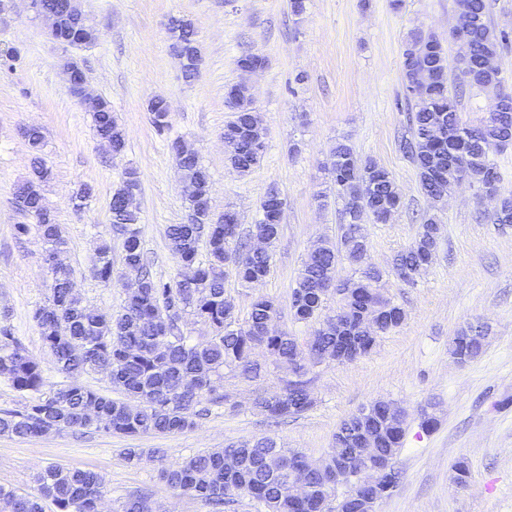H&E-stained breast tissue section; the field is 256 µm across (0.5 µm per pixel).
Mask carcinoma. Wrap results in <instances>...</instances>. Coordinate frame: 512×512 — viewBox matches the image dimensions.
I'll list each match as a JSON object with an SVG mask.
<instances>
[{"instance_id": "cac0c4a2", "label": "carcinoma", "mask_w": 512, "mask_h": 512, "mask_svg": "<svg viewBox=\"0 0 512 512\" xmlns=\"http://www.w3.org/2000/svg\"><path fill=\"white\" fill-rule=\"evenodd\" d=\"M488 12V0H460L458 4L455 26H469L471 39L469 53L458 60V84L453 91L448 56L437 38L416 36L404 51L408 134L401 148L415 165L422 193L433 201L441 200L463 181L486 197L498 193L500 176L489 155L512 143V94H498L495 109L476 125L463 123L458 109L467 89L497 90L502 85L499 57L509 34L492 27ZM418 67L427 69L428 78L416 87L413 74ZM228 92L238 99L239 108L224 126L226 159L247 173L262 158V153L250 149L253 144H264L261 118L251 110L244 87L235 85ZM149 107L155 130L164 134L169 128L166 101L154 98ZM92 119L96 136L112 143L113 155L122 154L125 133L107 100L99 99ZM27 137L34 178L20 185L17 195L24 201V212L36 221L42 259L47 262L63 252L66 239L43 204L41 187L51 175L42 158L44 134L32 128ZM170 151L184 180L196 187V194L187 197L190 219L167 229L178 265L176 276L156 278L146 268L138 211L125 204L126 197L139 190V173L128 168L109 202L110 227L123 241L125 269L139 273L137 288L127 293L118 313L103 312L82 303L66 266L50 268V295L32 311L31 318L51 354L52 367L66 381L49 383L42 363L22 347L10 328L0 327V377L27 395L22 408L0 411V435L27 439L50 432L127 437L182 433L195 428L213 407H237L224 393V373L256 383L268 378L269 367L254 359L257 350L267 353L274 364L292 369L296 378L279 389L258 392L255 408L275 423L295 418L313 404L308 378L312 367L326 357L348 355L355 349L362 358L368 354L366 345L404 322V309L380 292L382 272L368 263L370 241L364 217L386 222L401 204L397 184L387 169L361 158L347 143L336 145L329 171L336 198L343 203L341 234L336 244L324 242L315 247L297 275L291 293L293 317L299 323L316 324L310 336L301 338L270 329L280 314L275 299L254 296L242 323L235 305L224 297L226 266L230 264L244 286L261 283L269 276L284 205L265 196L263 219L244 239L239 224L230 222L229 215L222 221L208 216L210 175L197 152L180 139L170 143ZM489 219L494 224H512V198H501ZM439 234L434 216H423L417 237L395 260V274L414 281L431 263ZM258 236L266 240L262 251L253 247ZM344 258L359 267V275L342 282L347 293L339 310L323 319L324 289L335 283L338 264ZM93 274L106 286L115 278L110 246L105 241L97 248ZM371 308L378 312V319L369 332L362 316ZM188 316L204 324L208 336L190 341L184 332ZM484 338L485 331L469 324L454 336L451 354L457 362L467 363L481 353ZM91 372L105 374L123 397L113 398L85 384L83 376ZM381 404L380 398L368 403L371 422L378 431L375 455H365L351 443L334 449L325 459L323 471L308 480V498L303 501L289 493L288 477V463L303 454L281 447L271 436L229 443L178 464L165 462L161 448H126L124 458L132 466L145 457L157 462L160 478L170 488L192 493L217 509L249 497L263 504L267 512H357L354 502L343 505L329 493L326 482L338 456L351 457L356 467L363 469L380 455H396L405 428L396 425ZM35 482L36 495L0 487V512H45L47 502L55 512H100L109 493L103 476L72 466H48L37 473ZM117 512H154V507L148 498L135 496L122 501Z\"/></svg>"}]
</instances>
